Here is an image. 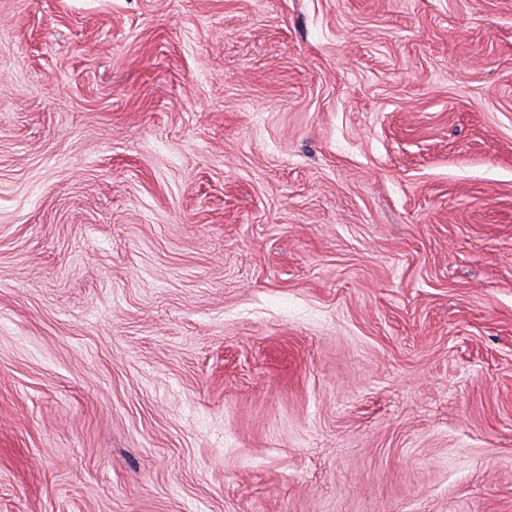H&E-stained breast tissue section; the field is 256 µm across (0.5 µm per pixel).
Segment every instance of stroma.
I'll return each instance as SVG.
<instances>
[{"instance_id": "35a3bbf8", "label": "stroma", "mask_w": 512, "mask_h": 512, "mask_svg": "<svg viewBox=\"0 0 512 512\" xmlns=\"http://www.w3.org/2000/svg\"><path fill=\"white\" fill-rule=\"evenodd\" d=\"M0 512H512V0H0Z\"/></svg>"}]
</instances>
